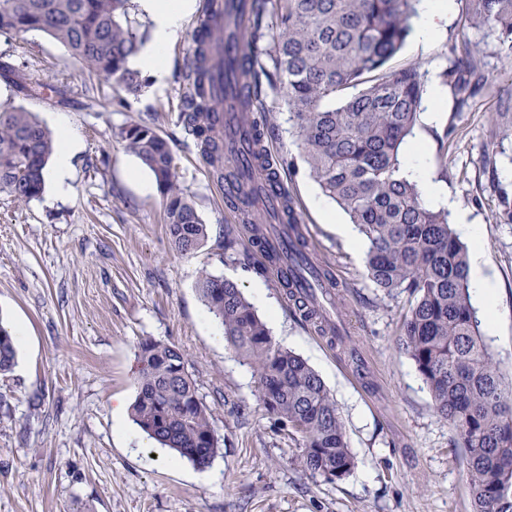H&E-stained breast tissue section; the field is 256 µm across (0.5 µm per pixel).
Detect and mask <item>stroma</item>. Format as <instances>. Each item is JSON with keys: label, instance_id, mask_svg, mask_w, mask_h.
I'll return each instance as SVG.
<instances>
[{"label": "stroma", "instance_id": "1", "mask_svg": "<svg viewBox=\"0 0 512 512\" xmlns=\"http://www.w3.org/2000/svg\"><path fill=\"white\" fill-rule=\"evenodd\" d=\"M206 0L167 49L163 79L127 96L42 32H0V57L57 79V90L25 100L48 129L65 123L79 146L64 194L0 192V322L24 325L16 364L0 375V512H474L463 449L434 407L412 359L397 346L407 295H385L363 274L334 223L314 204L322 191L291 133L288 109L268 94L256 119L316 258L338 283L343 341L319 333L234 221L195 139L178 123L187 65ZM465 0L427 49L406 42L396 65L418 64L436 82L461 38L482 49L484 88L466 105L445 96L437 120L421 114L414 140L439 173L448 144L450 216L482 232L485 273L498 285L494 324L482 330L505 381H512V223L500 192L512 194V145L496 149L499 114L512 99V57L469 27ZM149 124L169 144L177 184L208 226L192 256L170 240L163 196L120 131ZM241 243L224 255V235ZM235 282L274 340L318 372L343 420L355 467L328 482L305 473L297 442L256 395L250 365L225 341L200 299L201 270ZM179 347L211 410L220 453L205 469L176 458L117 406L137 395L138 345Z\"/></svg>", "mask_w": 512, "mask_h": 512}]
</instances>
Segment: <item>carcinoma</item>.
Segmentation results:
<instances>
[{
    "label": "carcinoma",
    "mask_w": 512,
    "mask_h": 512,
    "mask_svg": "<svg viewBox=\"0 0 512 512\" xmlns=\"http://www.w3.org/2000/svg\"><path fill=\"white\" fill-rule=\"evenodd\" d=\"M249 23L241 54L249 66L224 69V86L240 87L225 116L249 131L254 112L265 111V88L277 90L304 162L324 193L356 225L367 249L364 274L385 294L406 293L399 346L414 361L435 411L465 449L466 478L474 512H512V384L481 331L471 303L468 250L445 210L429 208L417 185L400 175L402 145L412 133L427 93L415 64L392 65L412 31L419 0H245ZM470 25L495 36L512 56V0H467ZM134 0H0V31H41L87 67L139 96L146 82L129 67L146 41L131 18ZM188 70L178 121L199 143L213 178L239 184L237 201L248 207L251 246L267 237L268 216L254 206L263 184L254 177L263 154L252 140L254 172L240 173L235 148L224 140L213 73L225 65L212 29L203 26ZM476 49L450 60L442 73L457 106L480 88ZM0 77L24 97L40 94L43 80L25 68L0 63ZM120 139L154 175L165 199L174 248L194 254L208 237L192 202L178 187L170 147L147 124H134ZM56 148L48 129L23 106L0 101V192L28 203L44 188V171ZM291 199L273 215L288 225L279 259L288 269L305 260ZM280 286L320 331L333 333L317 294ZM198 291L220 322L225 340L252 367L266 411L298 442L297 460L309 475L341 480L355 467L336 403L319 374L299 355L275 342L237 284L203 270ZM16 360V339L0 325V373ZM131 408L134 424L149 438L198 468L220 453L209 408L187 369L184 352L145 339Z\"/></svg>",
    "instance_id": "obj_1"
}]
</instances>
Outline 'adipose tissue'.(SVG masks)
Returning a JSON list of instances; mask_svg holds the SVG:
<instances>
[{
  "label": "adipose tissue",
  "instance_id": "obj_1",
  "mask_svg": "<svg viewBox=\"0 0 512 512\" xmlns=\"http://www.w3.org/2000/svg\"><path fill=\"white\" fill-rule=\"evenodd\" d=\"M141 9L154 23V35L151 44L139 55L132 58L130 64L137 69H149L156 79H163L166 72V50L177 39L185 18L193 11L195 0H138ZM452 9V0H420L418 14L413 24V41L416 47L424 49L434 40L440 25L447 20ZM462 235L472 242L470 263L473 275L470 288L478 299L488 305L487 320H494L495 314L490 307L495 297V284L482 271V247L478 225L459 222Z\"/></svg>",
  "mask_w": 512,
  "mask_h": 512
}]
</instances>
